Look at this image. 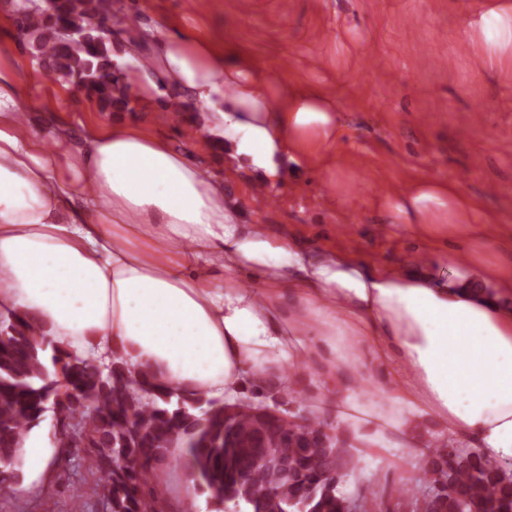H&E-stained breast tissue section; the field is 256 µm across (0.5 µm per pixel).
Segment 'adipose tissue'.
Instances as JSON below:
<instances>
[{
  "label": "adipose tissue",
  "mask_w": 512,
  "mask_h": 512,
  "mask_svg": "<svg viewBox=\"0 0 512 512\" xmlns=\"http://www.w3.org/2000/svg\"><path fill=\"white\" fill-rule=\"evenodd\" d=\"M158 81L214 120L233 162L276 187L279 158L330 140L334 107L319 86L282 81L247 53L157 19L145 34ZM11 45H0V313L23 314L82 356L122 352L170 389L234 398L303 364L336 373L351 335L385 366L397 417L355 389L338 420L375 421L374 441L428 414L454 447L512 463V307L469 268L442 281L332 251L307 257L287 238L240 224L224 181L204 176L152 130L120 118L45 150L23 123ZM398 222L455 224L472 202L451 181H421L390 201ZM251 271L254 287L234 279Z\"/></svg>",
  "instance_id": "ef3b65f1"
}]
</instances>
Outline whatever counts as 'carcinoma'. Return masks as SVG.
<instances>
[{
  "label": "carcinoma",
  "instance_id": "cac0c4a2",
  "mask_svg": "<svg viewBox=\"0 0 512 512\" xmlns=\"http://www.w3.org/2000/svg\"><path fill=\"white\" fill-rule=\"evenodd\" d=\"M17 0L16 29L41 66L103 112H132L129 74L112 59L109 0ZM295 404L301 423L256 425L255 401L226 405L203 392H175L120 356L99 365L57 344L41 326L0 315V496L14 494L22 448L55 404L54 414L78 428L88 468L100 473L96 493L108 512H164L158 474L182 460L192 479L222 512H347L338 486L360 466L343 432L305 415L276 381L265 403ZM288 439L276 473L263 459L267 445ZM427 456V490L400 487L410 512H512V468L434 442Z\"/></svg>",
  "mask_w": 512,
  "mask_h": 512
}]
</instances>
